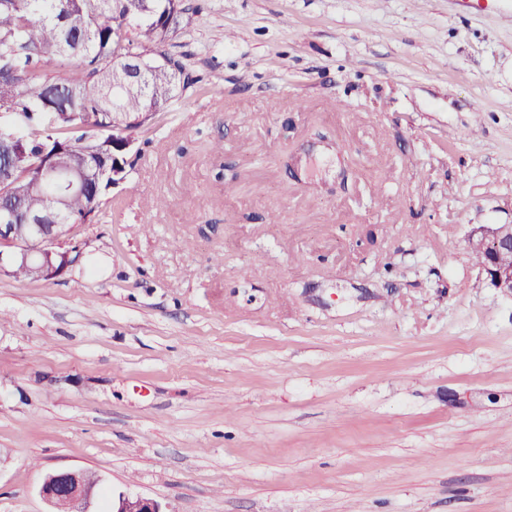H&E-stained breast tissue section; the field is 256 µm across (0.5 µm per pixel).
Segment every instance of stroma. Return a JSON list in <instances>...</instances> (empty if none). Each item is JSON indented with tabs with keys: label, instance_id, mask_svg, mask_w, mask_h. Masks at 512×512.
Masks as SVG:
<instances>
[{
	"label": "stroma",
	"instance_id": "35a3bbf8",
	"mask_svg": "<svg viewBox=\"0 0 512 512\" xmlns=\"http://www.w3.org/2000/svg\"><path fill=\"white\" fill-rule=\"evenodd\" d=\"M186 5L70 266L0 276V512H512V0ZM475 261L491 288L512 298V224L478 227L468 238ZM483 262V263H482ZM100 478L80 469H56L48 473L40 487V495L51 506L49 512H94L91 510ZM113 512H163L160 505L149 498L133 494H119L112 500Z\"/></svg>",
	"mask_w": 512,
	"mask_h": 512
}]
</instances>
